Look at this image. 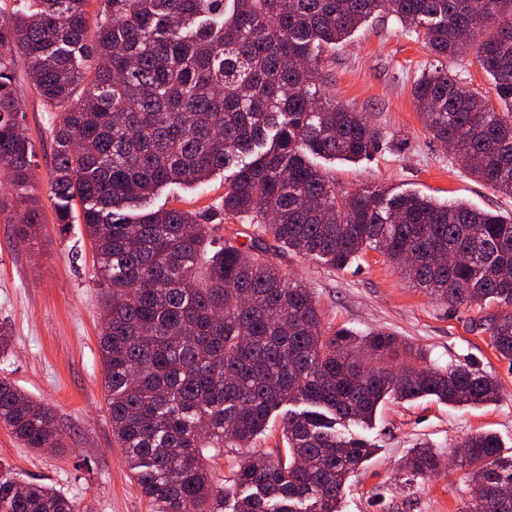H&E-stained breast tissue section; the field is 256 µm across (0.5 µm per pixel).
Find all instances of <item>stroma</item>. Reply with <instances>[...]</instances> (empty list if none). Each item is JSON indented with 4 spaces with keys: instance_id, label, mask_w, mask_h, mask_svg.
<instances>
[{
    "instance_id": "1",
    "label": "stroma",
    "mask_w": 512,
    "mask_h": 512,
    "mask_svg": "<svg viewBox=\"0 0 512 512\" xmlns=\"http://www.w3.org/2000/svg\"><path fill=\"white\" fill-rule=\"evenodd\" d=\"M438 68L461 75L490 107L500 108L473 54L435 55L393 16H372L329 49L322 76L330 94L337 103L365 113L389 144L355 162L319 157L316 165L344 195L382 189L512 213L511 196L474 178L426 128L412 86L422 72ZM15 78L22 124L36 151L40 224L33 240L20 241L16 229L23 211L13 205L11 193L0 196L5 203L0 210V324L12 336L8 357L0 358V378L53 410L64 449L50 455L34 452L0 426V461L24 480L65 493L76 512H156L112 436L99 352L104 292L93 251L81 224L58 223L54 213L48 130L59 112L36 93L23 60L15 62ZM223 196L224 176L218 173L200 187L167 186L152 204L207 217ZM268 256L287 276L311 288L324 326L363 334L383 330L424 352L427 365L466 363L497 377L502 387L497 403L457 407L432 396L388 401L379 406L372 425L358 431L375 443L377 452L349 478L342 512H460L471 486L465 469L447 461L464 439L491 431L512 453V365L499 357L478 326L489 308L448 306L415 287L375 251L340 270L275 248ZM420 440L432 445L445 466L437 475L409 483L403 460ZM281 444V421L275 416L250 447L228 448L215 457L212 475L223 479L251 455L276 451Z\"/></svg>"
}]
</instances>
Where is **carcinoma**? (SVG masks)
Here are the masks:
<instances>
[{"label":"carcinoma","instance_id":"cac0c4a2","mask_svg":"<svg viewBox=\"0 0 512 512\" xmlns=\"http://www.w3.org/2000/svg\"><path fill=\"white\" fill-rule=\"evenodd\" d=\"M28 0L0 24V176L38 224L33 142L24 133L12 52L40 97L62 111L50 130L57 221L83 224L105 291L100 355L115 442L157 512H341L344 487L375 452L343 433L367 426L385 399L434 396L493 403L501 386L467 365L368 367L361 350L396 356L401 342L323 326L302 282L267 257L265 241L331 269L378 251L451 307L512 308V215L378 189L339 195L310 156L358 160L382 135L336 104L320 76L324 50L387 12L437 55L474 49L505 109L446 71L412 94L426 126L451 142L475 178L512 195V0ZM235 172L221 211L254 228L248 245H214L200 216L151 207L162 188ZM80 209H75V206ZM454 254L448 260V254ZM512 364V311L479 324ZM282 415L287 457L261 454L212 479L207 452L243 447ZM0 425L24 447H63L54 414L0 378ZM460 465L476 494L464 512H512V455L492 432L468 437ZM406 475L440 467L418 443ZM0 512H74L45 484L0 463Z\"/></svg>","mask_w":512,"mask_h":512}]
</instances>
